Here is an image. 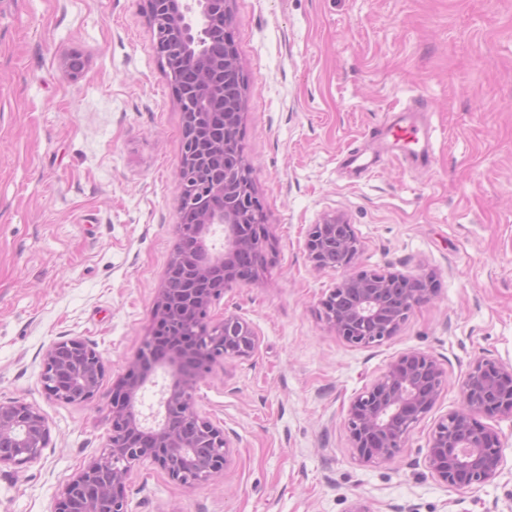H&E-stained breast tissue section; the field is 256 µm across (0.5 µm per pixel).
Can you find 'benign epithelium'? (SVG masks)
Returning a JSON list of instances; mask_svg holds the SVG:
<instances>
[{
    "instance_id": "benign-epithelium-1",
    "label": "benign epithelium",
    "mask_w": 512,
    "mask_h": 512,
    "mask_svg": "<svg viewBox=\"0 0 512 512\" xmlns=\"http://www.w3.org/2000/svg\"><path fill=\"white\" fill-rule=\"evenodd\" d=\"M231 0H147L146 17L156 49L170 79L169 58L190 70L193 82L177 97L184 131L182 160L177 172L181 206L197 211L205 228L224 227V252L210 253L203 238L194 249L202 259L190 266L184 252L173 255L158 289L153 326L143 348L129 364L125 378L112 390V435L107 448L62 488L55 512H130L125 485L133 468L148 461L184 486L212 481L232 461L233 448L224 429L194 408L199 382L220 359H247L258 347L253 327L236 315L214 321L209 308L220 289L205 285L238 252L260 249L267 231L254 237L240 229L241 205H247L260 227L264 207L250 177L238 140L228 125L205 138L197 137L199 122L214 108L241 115L242 104L224 99V82L243 76V66L229 45L224 55L208 49L212 38L232 40ZM236 150L235 175L224 176V151ZM212 181L191 185L200 172ZM308 255L317 269L329 266L327 256L339 251L344 276L320 301V316L336 336L354 347H371L392 338L414 308L434 294L427 275L400 272H349L361 242L343 216L325 215L312 226ZM170 347L165 358L152 362L151 350ZM168 383L161 392L164 415L148 421L138 409L142 392L157 371ZM105 375L102 356L79 338L50 345L43 357L40 382L46 395L66 403L91 401ZM444 371L429 355L407 351L350 403L345 428L354 453L365 463H387L404 449L415 426L434 407ZM512 417V365L478 358L462 384V405L440 418L432 432L425 464L432 477L456 491H467L498 477L504 466L503 436L478 417ZM51 444L46 416L31 404L0 401V464L25 466L41 460Z\"/></svg>"
}]
</instances>
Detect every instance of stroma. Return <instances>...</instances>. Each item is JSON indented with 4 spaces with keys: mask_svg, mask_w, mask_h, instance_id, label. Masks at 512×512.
Returning <instances> with one entry per match:
<instances>
[{
    "mask_svg": "<svg viewBox=\"0 0 512 512\" xmlns=\"http://www.w3.org/2000/svg\"><path fill=\"white\" fill-rule=\"evenodd\" d=\"M244 64L240 142L269 241L256 285L210 308L259 336L217 362L194 405L224 429L232 463L187 487L135 466L131 512H512V418L493 482L461 493L424 462L437 420L462 404L470 364L512 365V0H232ZM81 55L66 75L61 60ZM431 161L386 133L407 110ZM182 116L144 0H0V401L37 406L42 459L0 465V512H55L67 480L106 448L112 388L152 325L179 243ZM374 160L357 174L342 159ZM352 224L357 270L425 274L434 296L384 343L354 348L319 302L342 277L315 269L307 232ZM79 337L102 355L95 400L49 398L46 349ZM445 372L431 412L386 464L360 462L351 400L400 354Z\"/></svg>",
    "mask_w": 512,
    "mask_h": 512,
    "instance_id": "obj_1",
    "label": "stroma"
}]
</instances>
